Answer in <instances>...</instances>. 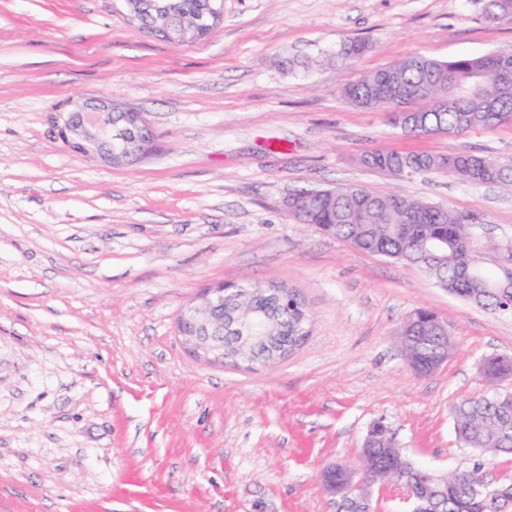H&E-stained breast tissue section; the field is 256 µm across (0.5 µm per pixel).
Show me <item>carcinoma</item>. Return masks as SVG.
Returning <instances> with one entry per match:
<instances>
[{
	"mask_svg": "<svg viewBox=\"0 0 512 512\" xmlns=\"http://www.w3.org/2000/svg\"><path fill=\"white\" fill-rule=\"evenodd\" d=\"M209 0H131L139 22L157 25L174 37L194 28L196 18L209 11ZM500 59L492 54L460 57L449 62L410 57L393 61L345 85L342 96L363 109H392L394 99L422 113L424 124L415 132L424 135H460L473 129L494 130L512 124V96H505L497 83ZM455 88L457 101L445 111L429 107L443 84ZM359 163L397 177L412 172H448L472 184L492 180L512 185V166L494 170L499 161L470 152L429 154L367 151ZM291 215L302 224L322 227L328 235L347 241L359 250L419 267L437 286L462 301L508 316L512 314V288L498 287L497 274L482 266V253L466 257L461 250L476 246L471 214L435 206L409 194H379L360 185L324 190L313 197L308 191L291 196ZM479 267L478 276L467 277L461 260ZM257 313L236 335L249 336L264 348H272L266 323L280 328V341L298 343L304 310L302 300L290 311L277 303L274 294L261 293L254 301ZM454 427L471 448H490L512 454V405H504L495 394L465 396L452 407ZM479 469L460 470L448 479V498L440 499V512H503L496 489L474 493L472 484Z\"/></svg>",
	"mask_w": 512,
	"mask_h": 512,
	"instance_id": "cac0c4a2",
	"label": "carcinoma"
}]
</instances>
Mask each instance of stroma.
Masks as SVG:
<instances>
[{
  "mask_svg": "<svg viewBox=\"0 0 512 512\" xmlns=\"http://www.w3.org/2000/svg\"><path fill=\"white\" fill-rule=\"evenodd\" d=\"M369 45L344 58L347 41ZM512 52L480 0H223L175 45L123 0H0V512H337L319 471L384 424L412 461L512 483V455L459 442L452 406L512 354V317L416 266L360 251L288 212L301 190L360 184L475 214L488 266L512 261V189L398 178L367 151L512 159V125L392 128L342 87L411 56ZM104 100L142 113L153 150L80 156L51 119ZM283 284L312 316L287 359L207 365L182 345L202 288ZM419 308L457 346L434 374L398 333Z\"/></svg>",
  "mask_w": 512,
  "mask_h": 512,
  "instance_id": "1",
  "label": "stroma"
}]
</instances>
